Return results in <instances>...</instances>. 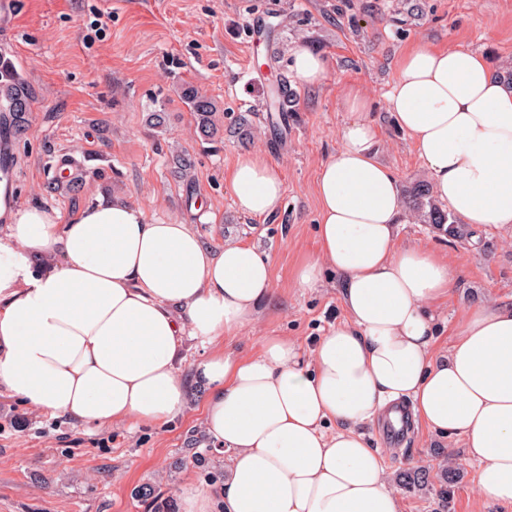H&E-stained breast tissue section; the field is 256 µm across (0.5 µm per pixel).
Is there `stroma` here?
Wrapping results in <instances>:
<instances>
[{"mask_svg":"<svg viewBox=\"0 0 512 512\" xmlns=\"http://www.w3.org/2000/svg\"><path fill=\"white\" fill-rule=\"evenodd\" d=\"M0 0V57L13 63L36 99L23 139L0 131L14 198L47 204L62 215L110 194L146 206L161 223L191 225L211 246L241 241L272 261L273 298L225 348L247 357L265 340L283 336L304 353L345 311L336 276L324 271L318 287L295 285L299 266L317 249L316 181L321 163L340 146L350 114L341 105L358 87L380 132V153L401 189L428 180L426 167L386 108L392 65L408 46L468 47L493 67L512 62V0ZM300 46L328 61L323 84L302 86L291 68ZM278 62H270L271 52ZM287 83L295 94L288 130L274 137L266 120L270 87ZM190 83L222 107V138L200 140L178 96ZM167 113L165 132L146 123ZM254 125L251 139L233 131L241 113ZM262 152L277 163L284 195L277 218L239 213L230 184L237 155ZM194 163L192 181L180 178L177 152ZM87 172L79 191L57 176L64 160ZM452 237L406 217L401 244H426L444 253L458 276L453 294L435 306L436 350L451 345L469 307L489 300L512 304V227L464 226ZM211 348L185 340L181 373L188 384L183 413L163 428L108 429L78 425L0 394V512H150L137 494L149 485L181 498L190 486L222 482L230 454L215 449L205 424L204 385L194 378ZM392 477L400 512H503L485 504L476 467L462 440H445L418 426L406 447H382L376 423L363 428ZM203 453L196 462L192 451ZM450 458L461 477L440 497L438 461ZM420 466L429 480L406 488L399 471Z\"/></svg>","mask_w":512,"mask_h":512,"instance_id":"obj_1","label":"stroma"}]
</instances>
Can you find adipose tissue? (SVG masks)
<instances>
[{"label":"adipose tissue","instance_id":"ef3b65f1","mask_svg":"<svg viewBox=\"0 0 512 512\" xmlns=\"http://www.w3.org/2000/svg\"><path fill=\"white\" fill-rule=\"evenodd\" d=\"M387 107L423 161L435 197L466 225L512 226V86L486 57L424 43L396 60ZM341 146L319 169L318 252L346 317L310 356L282 337L238 358L214 353L204 423L231 453L216 488L185 490L181 512H400L382 456L362 428L402 399L439 437H458L483 502L512 507V305L467 310L444 353L432 308L448 297L447 259L398 240L403 203L377 148L366 98L350 89ZM0 171V391L78 424L161 427L186 405L185 339L212 344L271 299L268 254L215 248L190 225L101 195L69 216L24 206ZM238 210L277 217L279 166L245 151L231 172Z\"/></svg>","mask_w":512,"mask_h":512}]
</instances>
